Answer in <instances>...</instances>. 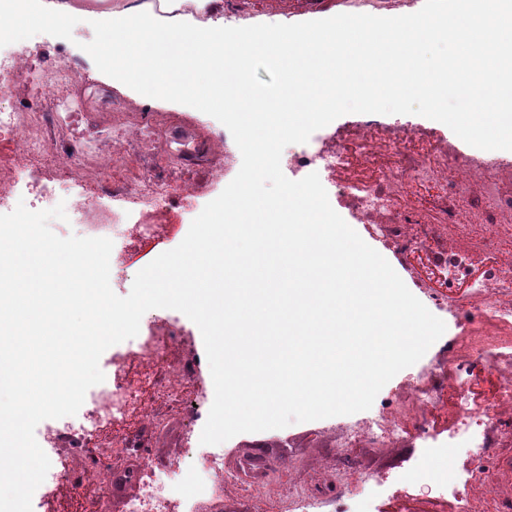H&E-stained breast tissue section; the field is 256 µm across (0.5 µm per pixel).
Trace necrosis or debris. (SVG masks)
Segmentation results:
<instances>
[{
    "mask_svg": "<svg viewBox=\"0 0 512 512\" xmlns=\"http://www.w3.org/2000/svg\"><path fill=\"white\" fill-rule=\"evenodd\" d=\"M84 81L80 70L57 58L37 71L30 51L15 46L0 51V214L29 199L33 211L64 204L68 221L54 227L67 236L78 229L88 237L112 240L110 265L122 271L129 250L145 240L168 236L165 217L190 209L223 166L225 142L207 137L184 145L175 157L185 163L205 158L207 165L188 183L170 185L144 179L129 161L138 156L149 129L130 121L113 140L86 148L67 131L61 107L73 87ZM60 106L45 107V90ZM387 141L388 155L375 149ZM369 171L368 179L343 176L351 165ZM282 168L318 172L335 190L336 203L351 223L371 229L391 246L437 306L451 309L460 340L447 358L408 383L415 410L390 404L385 414L349 425L340 445L347 449L390 448L399 440L425 448L472 449L476 460L512 447V158L476 153L451 139L431 145L428 136L408 125H390L363 115L347 138L327 134L313 149L289 148ZM481 177L472 191V177ZM415 199L401 207L400 196ZM434 210L439 221L425 219ZM182 330L168 318L151 320L146 332L113 348L104 382L91 387L77 422L59 420L38 432L37 442L53 449V472L39 487L41 502L53 501L61 486L95 484L98 493L81 499L77 512H103L115 480L137 485L125 512H202L224 491V455L192 449L198 477L191 496H175L180 472L155 468L151 448L172 413L184 418L176 441L200 431L206 398L188 396L195 382V359L176 357ZM492 378L495 389L482 407L469 390ZM447 403L451 422L434 427L435 412Z\"/></svg>",
    "mask_w": 512,
    "mask_h": 512,
    "instance_id": "obj_1",
    "label": "necrosis or debris"
}]
</instances>
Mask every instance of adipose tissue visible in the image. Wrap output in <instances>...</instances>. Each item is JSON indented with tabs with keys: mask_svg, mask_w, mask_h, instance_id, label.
<instances>
[{
	"mask_svg": "<svg viewBox=\"0 0 512 512\" xmlns=\"http://www.w3.org/2000/svg\"><path fill=\"white\" fill-rule=\"evenodd\" d=\"M98 32L88 52L97 72L149 106L164 102L230 106L251 129L256 94L246 67L260 57L294 92L321 98L424 96L433 115L467 125L479 144L512 151V0H434L428 16H327L305 26L262 31L224 22V0H0V35L29 40L33 30L68 34L74 22ZM441 39L474 59L424 66L419 46ZM457 99L461 109L443 102Z\"/></svg>",
	"mask_w": 512,
	"mask_h": 512,
	"instance_id": "ef3b65f1",
	"label": "adipose tissue"
}]
</instances>
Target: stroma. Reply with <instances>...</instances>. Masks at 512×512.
Wrapping results in <instances>:
<instances>
[{
    "mask_svg": "<svg viewBox=\"0 0 512 512\" xmlns=\"http://www.w3.org/2000/svg\"><path fill=\"white\" fill-rule=\"evenodd\" d=\"M236 22L242 27H288L310 22L318 17L336 13L349 16L355 9L351 0H323L315 5L313 0H233ZM91 29L74 25L67 37H59L53 30L39 29L33 32L29 45L38 60L53 57L57 46H65L73 64L84 74L85 81L74 93L80 107L87 112L100 111L103 101L118 104L121 111L146 117L159 122L158 152L146 160L150 175L179 186L191 176L184 166L173 163L168 150L169 142L183 136L199 134L219 128L215 118L194 111L187 104L161 103L146 106L136 95L112 86L98 75L84 54L86 45L96 41ZM192 215L174 211L167 217L170 234L161 240L138 245L130 252L124 270L120 274L122 285L118 296H127L136 274L161 253L175 248L186 236ZM443 355L441 343H434L419 364L400 371L379 392L372 408L380 410L394 397L404 405L414 406L415 399L407 390L406 382L420 373L422 366L435 364ZM347 415L294 423L282 429L257 433H242L223 442L224 468L230 476L224 481L223 496L207 505L206 512H243L247 502L254 501L267 507L269 512H295L288 504V489L299 486L317 503L315 512H336L334 502L318 499V478L324 470L339 468L342 451L336 446L339 430L350 423ZM180 418H172L169 430L156 435L152 457L154 461H181V494H189L197 476L194 463L184 458L182 449L175 446V431ZM357 471L370 482H381L379 494L364 495L368 512H453L451 504L439 503V487L433 476L443 458H450L453 471H461L468 464L465 452L449 449L447 454L434 453L413 447L410 442H399L393 448H359L355 453ZM252 459L272 464L273 470L262 484H254L242 472L245 460ZM473 483L483 502L490 504L494 493L512 491V448L504 449L497 463L475 475Z\"/></svg>",
    "mask_w": 512,
    "mask_h": 512,
    "instance_id": "obj_1",
    "label": "stroma"
}]
</instances>
